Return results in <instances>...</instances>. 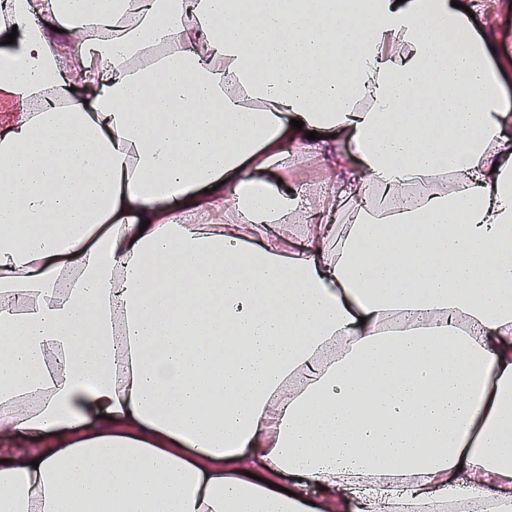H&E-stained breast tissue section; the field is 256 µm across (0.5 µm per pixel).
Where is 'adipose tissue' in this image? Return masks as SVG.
I'll use <instances>...</instances> for the list:
<instances>
[{"label":"adipose tissue","instance_id":"1","mask_svg":"<svg viewBox=\"0 0 512 512\" xmlns=\"http://www.w3.org/2000/svg\"><path fill=\"white\" fill-rule=\"evenodd\" d=\"M460 2L0 0V512H512V0ZM492 23L497 30L499 50L512 56V9L497 11Z\"/></svg>","mask_w":512,"mask_h":512}]
</instances>
